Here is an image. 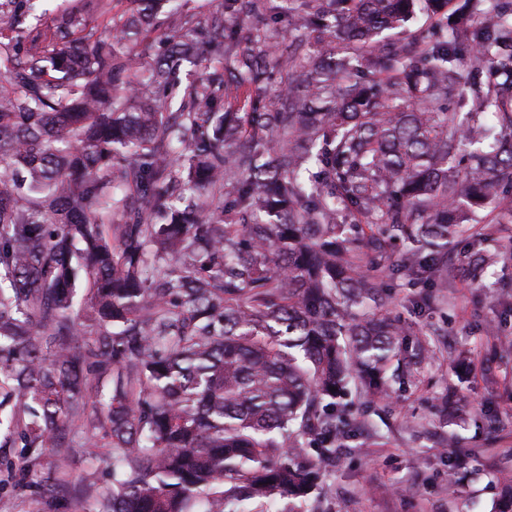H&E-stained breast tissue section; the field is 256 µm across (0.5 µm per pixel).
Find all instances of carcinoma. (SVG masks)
<instances>
[{
    "instance_id": "carcinoma-1",
    "label": "carcinoma",
    "mask_w": 512,
    "mask_h": 512,
    "mask_svg": "<svg viewBox=\"0 0 512 512\" xmlns=\"http://www.w3.org/2000/svg\"><path fill=\"white\" fill-rule=\"evenodd\" d=\"M260 2L0 0V429L38 503L99 431L109 482L70 512H309L363 424L348 388L438 349L385 274L483 288L512 260V0H311L288 26L345 55L301 67Z\"/></svg>"
}]
</instances>
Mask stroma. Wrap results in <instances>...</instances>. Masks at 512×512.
<instances>
[{"mask_svg": "<svg viewBox=\"0 0 512 512\" xmlns=\"http://www.w3.org/2000/svg\"><path fill=\"white\" fill-rule=\"evenodd\" d=\"M486 281L490 289L480 300L469 276L457 274L451 287L435 289L436 303L425 311L413 308V289L387 281L394 314L438 329L441 350L422 362L415 382L359 408L365 424L325 475L314 512H491L492 477L512 473V354L494 358L492 375L471 374L456 395L466 406L461 417L444 422L434 415L460 372V352L480 351L490 340L512 344V313L494 301L497 284L512 281V262L489 270ZM452 436L462 449H480L476 468L449 474L444 447ZM103 482L102 463L80 451L58 498H83L90 484Z\"/></svg>", "mask_w": 512, "mask_h": 512, "instance_id": "1", "label": "stroma"}]
</instances>
